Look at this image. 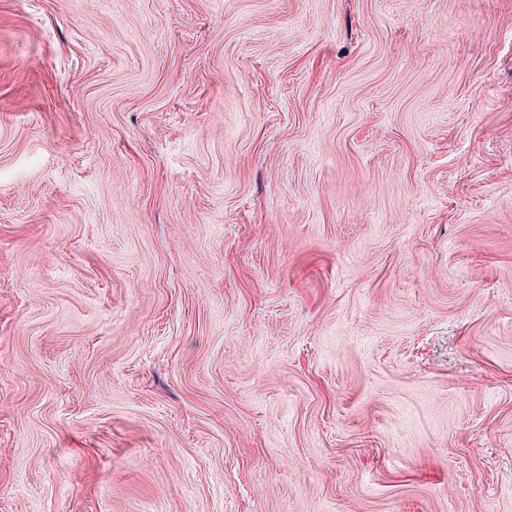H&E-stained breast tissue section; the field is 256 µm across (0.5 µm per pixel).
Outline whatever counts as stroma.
Returning a JSON list of instances; mask_svg holds the SVG:
<instances>
[{
    "label": "stroma",
    "instance_id": "35a3bbf8",
    "mask_svg": "<svg viewBox=\"0 0 512 512\" xmlns=\"http://www.w3.org/2000/svg\"><path fill=\"white\" fill-rule=\"evenodd\" d=\"M0 512H512V0H0Z\"/></svg>",
    "mask_w": 512,
    "mask_h": 512
}]
</instances>
